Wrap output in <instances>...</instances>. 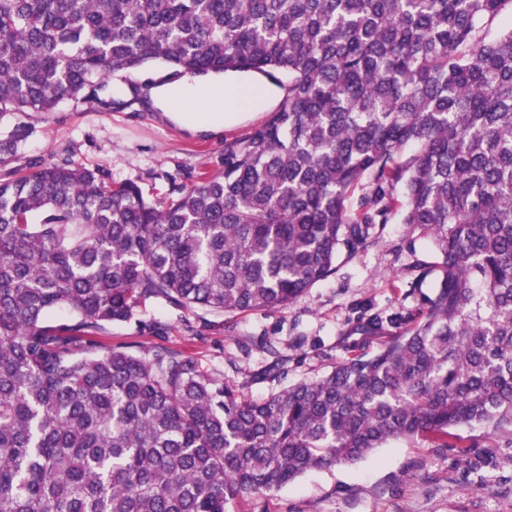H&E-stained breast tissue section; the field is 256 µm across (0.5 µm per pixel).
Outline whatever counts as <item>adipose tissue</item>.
Returning <instances> with one entry per match:
<instances>
[{
  "mask_svg": "<svg viewBox=\"0 0 512 512\" xmlns=\"http://www.w3.org/2000/svg\"><path fill=\"white\" fill-rule=\"evenodd\" d=\"M241 98V91H228L220 84L206 88L187 84L170 91L151 89L149 103L170 120L202 132L218 130L225 119L237 115Z\"/></svg>",
  "mask_w": 512,
  "mask_h": 512,
  "instance_id": "ef3b65f1",
  "label": "adipose tissue"
}]
</instances>
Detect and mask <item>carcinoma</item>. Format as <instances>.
Here are the masks:
<instances>
[{
    "label": "carcinoma",
    "instance_id": "obj_1",
    "mask_svg": "<svg viewBox=\"0 0 512 512\" xmlns=\"http://www.w3.org/2000/svg\"><path fill=\"white\" fill-rule=\"evenodd\" d=\"M499 34L489 35L493 25ZM176 77L288 74L224 174L167 203L71 160L0 180V512H228L315 469L512 425V0H0V116ZM398 221L440 276L373 354L263 399L168 348L147 300L294 303ZM288 377L277 356L252 381Z\"/></svg>",
    "mask_w": 512,
    "mask_h": 512
}]
</instances>
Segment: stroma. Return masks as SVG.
<instances>
[{
	"label": "stroma",
	"mask_w": 512,
	"mask_h": 512,
	"mask_svg": "<svg viewBox=\"0 0 512 512\" xmlns=\"http://www.w3.org/2000/svg\"><path fill=\"white\" fill-rule=\"evenodd\" d=\"M168 76L167 67L153 62L112 76L101 102L65 98L51 112L1 116L0 176L70 159L103 167L112 181L135 183L146 199L166 202L172 187L222 175L227 144L264 125L285 95L284 86L256 72L217 75L229 87L260 84L267 101L218 132L194 133L143 103ZM435 261L425 240L392 222L379 229L376 243L339 260L334 275L286 308L225 315L149 300L135 320L107 327L101 339L183 352L260 399L272 384L248 382L247 375L270 362V349L287 355L288 383L323 375L346 357L362 312L388 318L417 307L421 294L409 288L416 266ZM456 433L470 446L467 456L425 439L392 443L360 461L309 471L230 512H512V426L494 432L462 425Z\"/></svg>",
	"instance_id": "stroma-1"
}]
</instances>
